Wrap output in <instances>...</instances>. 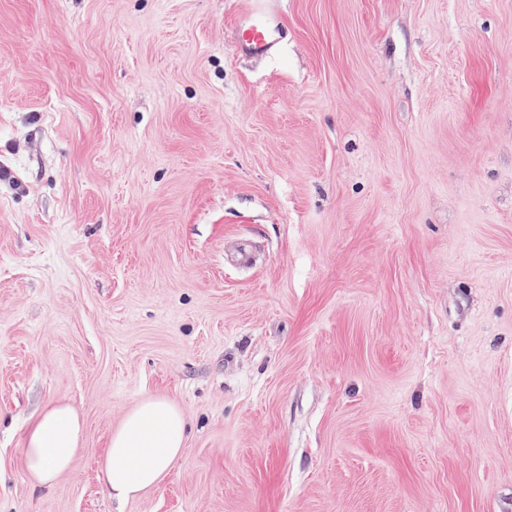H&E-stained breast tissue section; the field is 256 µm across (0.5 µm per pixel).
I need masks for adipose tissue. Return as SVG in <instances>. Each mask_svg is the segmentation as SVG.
<instances>
[{"instance_id":"1","label":"adipose tissue","mask_w":512,"mask_h":512,"mask_svg":"<svg viewBox=\"0 0 512 512\" xmlns=\"http://www.w3.org/2000/svg\"><path fill=\"white\" fill-rule=\"evenodd\" d=\"M84 422L68 405L55 404L30 426L23 448L33 484L51 485L65 472L79 448ZM188 423L172 402L149 397L130 410L113 431L100 467L109 495L125 502L157 487L181 457Z\"/></svg>"}]
</instances>
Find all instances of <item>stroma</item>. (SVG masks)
I'll list each match as a JSON object with an SVG mask.
<instances>
[{
  "instance_id": "obj_1",
  "label": "stroma",
  "mask_w": 512,
  "mask_h": 512,
  "mask_svg": "<svg viewBox=\"0 0 512 512\" xmlns=\"http://www.w3.org/2000/svg\"><path fill=\"white\" fill-rule=\"evenodd\" d=\"M279 4L250 57L251 0H0V512H512V0ZM273 0H252L250 16L237 22L232 29V47L239 55H269L282 38V30L271 28L266 18L273 16L270 5ZM187 435V420L175 404L155 397L140 401L112 432L100 467L112 499L129 501L157 487L181 457ZM83 434L84 422L70 406L55 404L44 411L30 426L23 448L32 483L49 486L65 472Z\"/></svg>"
}]
</instances>
